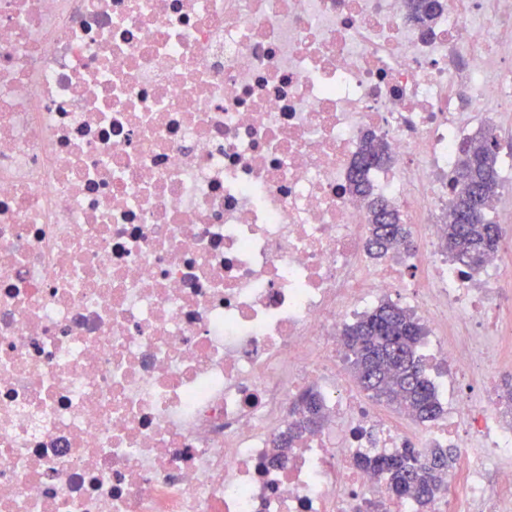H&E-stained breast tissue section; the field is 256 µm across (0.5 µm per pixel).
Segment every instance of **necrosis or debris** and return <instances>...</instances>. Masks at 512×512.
I'll list each match as a JSON object with an SVG mask.
<instances>
[{
    "label": "necrosis or debris",
    "mask_w": 512,
    "mask_h": 512,
    "mask_svg": "<svg viewBox=\"0 0 512 512\" xmlns=\"http://www.w3.org/2000/svg\"><path fill=\"white\" fill-rule=\"evenodd\" d=\"M504 110L512 0H443L426 33L404 0H0V512H417L357 464L407 446L467 454L428 512H505L512 270L461 274L440 232ZM370 136L418 229L378 259L348 189ZM395 296L444 404L411 436L336 376ZM303 385L332 427L275 460Z\"/></svg>",
    "instance_id": "4bbe7bcc"
}]
</instances>
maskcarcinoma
<instances>
[{"label": "carcinoma", "mask_w": 512, "mask_h": 512, "mask_svg": "<svg viewBox=\"0 0 512 512\" xmlns=\"http://www.w3.org/2000/svg\"><path fill=\"white\" fill-rule=\"evenodd\" d=\"M409 18L427 25L436 18L429 0H409ZM461 160L451 181V208L467 217L465 224H447L441 240L462 272L480 269L498 251L501 230L486 213L498 192L499 136L488 127L465 141ZM389 161L385 146L369 141L351 177V190L368 200L370 224L367 251L375 258L385 255L395 244L409 241L407 226L398 210L386 199L374 195L365 180L366 169ZM425 328L407 309L386 302L348 324L343 330L355 377L361 388L378 401L396 404L421 422H432L441 413V403L424 364L417 354ZM295 417L288 433L274 441L277 457L304 433L320 426L324 418L318 394L307 391L293 403ZM453 458L451 449L435 448L423 457L413 448L390 455H364L361 467L384 480L397 498L412 497L425 508L445 488L444 475Z\"/></svg>", "instance_id": "carcinoma-1"}]
</instances>
